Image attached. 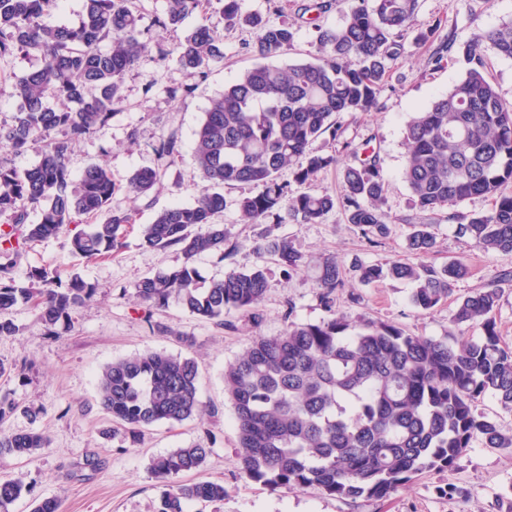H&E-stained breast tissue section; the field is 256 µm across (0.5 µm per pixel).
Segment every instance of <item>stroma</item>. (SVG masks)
<instances>
[{
  "label": "stroma",
  "mask_w": 512,
  "mask_h": 512,
  "mask_svg": "<svg viewBox=\"0 0 512 512\" xmlns=\"http://www.w3.org/2000/svg\"><path fill=\"white\" fill-rule=\"evenodd\" d=\"M300 3L239 0L241 13L261 16L270 26L288 23L295 28L293 49L278 59L282 65L311 60L316 53V27L335 29L344 19L341 0H332L331 8L313 24L302 18ZM511 19L512 0H419L402 53L375 108L337 115L342 141L354 147L370 144L383 169L390 233L379 243L362 238L338 209L316 224L245 223L238 209L245 189H225L227 206L214 221L223 225L232 254L220 260L205 253L197 257L196 265L207 280L222 277L231 268L263 266L269 272L270 287L254 314L231 311L220 324L192 316L174 302L153 311L139 302L134 283L155 271L179 266L183 257L173 248L145 249L138 227L173 203L195 200L199 185L192 177L195 133L210 99L258 63L249 47L259 31L244 24L226 25L218 8H211L209 21L223 32L224 60L179 101L170 100L166 89L187 83L186 73L175 62L160 64L143 58L127 74L122 101L109 126L100 135L76 142L69 161L76 173L91 163L111 171L117 186L112 208L133 214L135 228L127 231L121 250L112 258L88 262L72 257L68 237L62 234L25 245L16 268L20 279L33 267H55L64 277L77 272L95 282L98 290L92 301L77 310L71 326L56 337L46 335L27 305H17L5 314L17 331L0 337V363L12 368L0 377V398L15 401L20 409L0 422V434L36 428L49 440L33 455L0 460V478L22 479L31 489L10 505L9 512H31L32 498L44 496L59 497L62 512H156L164 483L150 470L152 458L203 439L210 440L212 453L194 477L222 482L224 501L193 502L188 512H512V452L478 442L453 469L423 474L382 500H343L316 488L290 491L252 482L240 470L233 408L224 393L225 367L253 337L278 335L292 320L316 323L326 318L318 276L322 259L329 255L342 264L345 280L336 291V312L353 321H386L416 335L443 337L457 302L496 283L501 291L496 321L504 342L512 347V277H502L506 270L512 274V253L480 251L456 233L446 212H417L403 179L406 123L464 75L460 63L435 65L434 49L450 38L459 44L467 42ZM40 64V56L32 51L0 62V125L11 124L17 110L13 80ZM172 131L182 138V154L158 159L152 145ZM104 144L109 147L105 153L100 150ZM141 167L159 168L161 183L150 197L136 199L125 186ZM416 222L433 227L435 266L459 261L470 269L467 278L455 282L448 299L429 311L411 304L409 283L386 279L364 285L356 271L360 263L414 261L408 236ZM269 236L292 241L304 259L301 272L285 277L282 266L260 252V244ZM146 349L194 358L201 399L209 412L180 424L148 427L135 440L121 433L109 435L110 423L97 403V377L105 365ZM29 407L39 411L38 420L26 415ZM451 486L456 489L452 495L447 492Z\"/></svg>",
  "instance_id": "35a3bbf8"
}]
</instances>
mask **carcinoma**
<instances>
[{"instance_id":"1","label":"carcinoma","mask_w":512,"mask_h":512,"mask_svg":"<svg viewBox=\"0 0 512 512\" xmlns=\"http://www.w3.org/2000/svg\"><path fill=\"white\" fill-rule=\"evenodd\" d=\"M62 0H0V60L19 51L40 55L41 66L18 78L13 96L18 111L0 126V144L21 154L41 144L39 160L24 170L0 164V313L26 304L50 336L69 328L73 313L90 301L97 284L79 275L67 284L56 272L34 268L25 280L14 272L26 244L68 231L78 217L102 218L69 238V253L88 261L112 257L122 246L133 215L112 211L116 186L106 168L91 164L73 174V145L101 133L115 115L126 75L150 54L176 57L191 78H203L224 59L223 41L203 10L204 0H164L160 26L177 27L191 16L199 22L175 50L151 47L134 0H85L73 27L49 26L43 18ZM228 24L260 29L252 51L264 62L210 100L196 132L194 172L204 185L191 204H173L141 228L149 250L176 248L181 265L158 271L133 285L151 309L175 300L201 319L224 322V313H249L264 298L266 269L235 268L205 281L196 257L212 253L224 260V225L214 216L227 205L223 189L244 186L250 193L239 209L250 224L318 223L332 210L374 243L390 233L384 210L385 181L378 155L349 150L340 168L336 194L298 193L277 174L298 165L295 180H313L336 165L334 154L313 143L328 134L336 141L340 113L370 112L401 55V38L411 27L418 0H344L343 24L318 29L317 57L285 67L268 62L288 54L295 32L287 24L266 26L256 15H241L238 0H217ZM512 58V21L488 28L462 45H439L433 62L453 54L465 65L464 77L405 127L403 178L421 212L448 209L457 233L485 253H512V103L488 78V52ZM70 104L56 109L49 101ZM161 158L180 155L171 132L153 145ZM160 182L153 168L136 170L126 191L148 197ZM491 197L485 213L467 212L473 197ZM37 219L30 220V215ZM422 261L399 260L358 266L359 281L390 277L414 285L411 302L421 311L435 308L468 275L459 261L437 267L427 258L436 248L429 224H415L408 237ZM260 249L284 267L288 277L302 270V256L286 237L268 239ZM329 316L317 323L288 322L277 336H257L224 369V391L233 405L240 465L255 482L289 491L318 488L345 500H381L419 475L452 468L475 441L512 450V430L477 412L489 394L512 412V349L496 322L500 289L490 283L456 304L455 331L443 339L417 336L389 322H351L333 310L344 286L335 256L323 258L318 280ZM477 326L481 335L467 331ZM99 406L112 418V430L137 437L161 422L180 423L207 411L194 359L148 350L106 365L99 375ZM47 437L35 430L0 435V459L30 456ZM212 448L202 441L177 448L151 462L166 482L157 512H187L191 502L221 503L224 484L180 476L198 471ZM28 491L20 480L0 482V512Z\"/></svg>"}]
</instances>
